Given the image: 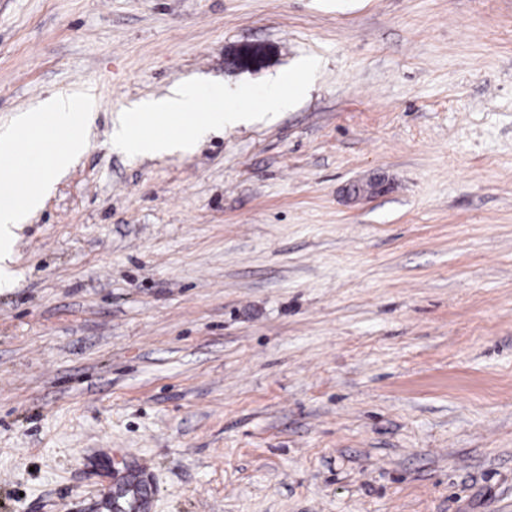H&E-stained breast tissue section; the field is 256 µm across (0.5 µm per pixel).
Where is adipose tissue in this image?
<instances>
[{
    "instance_id": "1",
    "label": "adipose tissue",
    "mask_w": 512,
    "mask_h": 512,
    "mask_svg": "<svg viewBox=\"0 0 512 512\" xmlns=\"http://www.w3.org/2000/svg\"><path fill=\"white\" fill-rule=\"evenodd\" d=\"M91 109L92 102L86 95L50 96L37 110L24 114L19 127L0 131V161L12 167L21 164L22 154L17 148L20 129L39 127L48 117L53 118L58 125L69 128L77 113H87ZM238 114V109L224 107L221 100L202 101L197 87L185 85L175 90L173 95L143 103L136 112L119 121L113 134L125 149L137 154L156 156L186 153L212 126L235 119ZM167 115L180 119L174 132L147 133L148 125ZM83 148L82 137L70 135L36 175L23 181L16 200L0 206V285L7 283L11 277L3 262L12 252L13 226L24 223L41 206L54 178L66 172Z\"/></svg>"
}]
</instances>
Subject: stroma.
I'll return each instance as SVG.
<instances>
[{"mask_svg": "<svg viewBox=\"0 0 512 512\" xmlns=\"http://www.w3.org/2000/svg\"><path fill=\"white\" fill-rule=\"evenodd\" d=\"M179 84L253 116L113 144ZM54 94L95 110L0 288V512L138 469L149 512H512V0H0V128ZM270 53V47L264 42H242L230 51L233 61L243 69L262 67L268 61ZM309 73L307 70L301 71L295 76L290 83H284L282 89L274 95L268 97L265 108H273L281 105L289 98L300 96L304 93Z\"/></svg>", "mask_w": 512, "mask_h": 512, "instance_id": "stroma-1", "label": "stroma"}]
</instances>
